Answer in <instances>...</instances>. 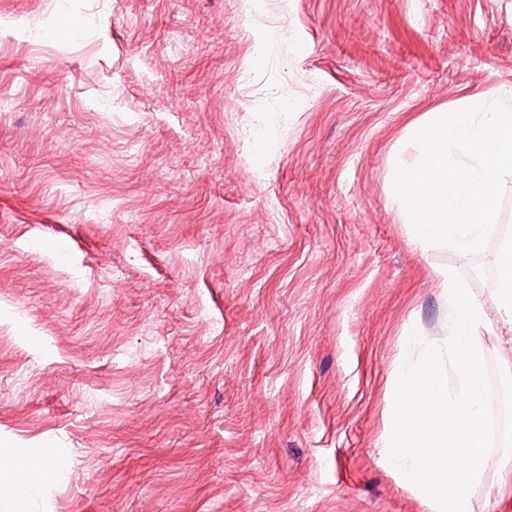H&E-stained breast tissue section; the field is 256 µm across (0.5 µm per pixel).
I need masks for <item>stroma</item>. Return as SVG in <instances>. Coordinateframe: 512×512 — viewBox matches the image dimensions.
Segmentation results:
<instances>
[{"instance_id": "stroma-1", "label": "stroma", "mask_w": 512, "mask_h": 512, "mask_svg": "<svg viewBox=\"0 0 512 512\" xmlns=\"http://www.w3.org/2000/svg\"><path fill=\"white\" fill-rule=\"evenodd\" d=\"M507 86L512 0H0V447L67 455L0 512H437L394 373L449 336L441 268L512 371V236L422 248L389 195L425 113ZM500 280L494 294V301L500 313L512 320V246L502 250L499 257Z\"/></svg>"}]
</instances>
